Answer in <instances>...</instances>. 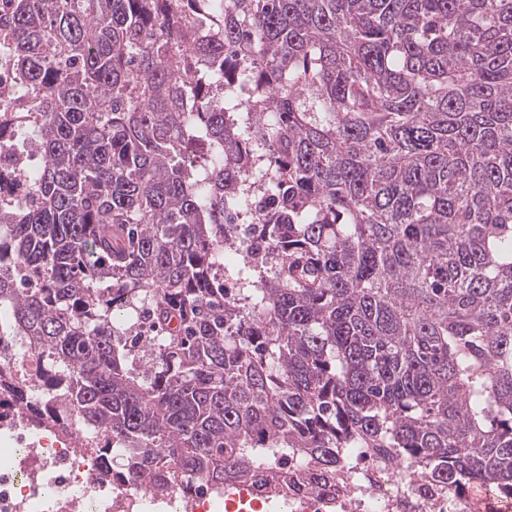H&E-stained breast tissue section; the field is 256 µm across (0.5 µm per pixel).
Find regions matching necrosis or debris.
Segmentation results:
<instances>
[{"label":"necrosis or debris","instance_id":"necrosis-or-debris-1","mask_svg":"<svg viewBox=\"0 0 512 512\" xmlns=\"http://www.w3.org/2000/svg\"><path fill=\"white\" fill-rule=\"evenodd\" d=\"M45 358L0 327V366L29 381L25 392L0 386V512H266L278 502L284 512H472L471 488H438L430 477L369 451L353 461L350 480L326 487L292 483L277 493L257 476L243 481L244 500L204 482L146 488L118 469L111 479H96L100 462L82 445L89 430L52 409L37 377Z\"/></svg>","mask_w":512,"mask_h":512}]
</instances>
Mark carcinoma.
Wrapping results in <instances>:
<instances>
[{
  "mask_svg": "<svg viewBox=\"0 0 512 512\" xmlns=\"http://www.w3.org/2000/svg\"><path fill=\"white\" fill-rule=\"evenodd\" d=\"M1 63L0 310L92 451L512 492V0H0Z\"/></svg>",
  "mask_w": 512,
  "mask_h": 512,
  "instance_id": "carcinoma-1",
  "label": "carcinoma"
}]
</instances>
